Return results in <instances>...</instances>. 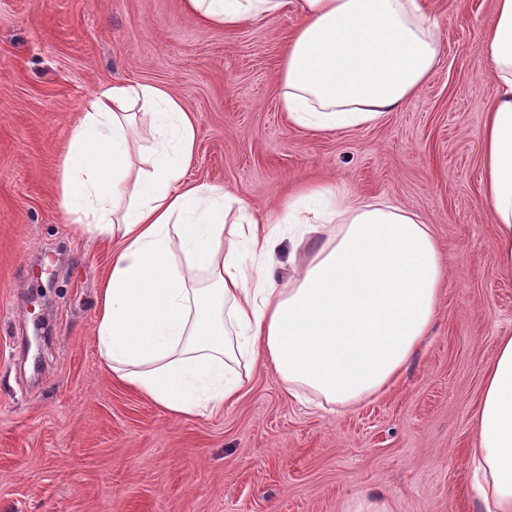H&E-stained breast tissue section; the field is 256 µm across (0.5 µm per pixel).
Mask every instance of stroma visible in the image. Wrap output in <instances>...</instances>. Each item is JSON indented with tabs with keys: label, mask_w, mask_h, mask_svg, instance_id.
Returning <instances> with one entry per match:
<instances>
[{
	"label": "stroma",
	"mask_w": 512,
	"mask_h": 512,
	"mask_svg": "<svg viewBox=\"0 0 512 512\" xmlns=\"http://www.w3.org/2000/svg\"><path fill=\"white\" fill-rule=\"evenodd\" d=\"M440 62L370 127L292 123L279 71L294 10L201 27L183 0H0V512H478L469 461L483 375L512 336L480 193L497 98L479 33L494 0H427ZM155 84L196 129L185 178L269 225L315 180L419 216L447 273L428 336L389 389L351 410L300 400L256 363L212 417L174 415L104 368L95 302L111 243L75 233L59 161L87 100ZM47 336L40 370L28 339Z\"/></svg>",
	"instance_id": "1"
}]
</instances>
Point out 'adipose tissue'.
<instances>
[{"label": "adipose tissue", "instance_id": "obj_1", "mask_svg": "<svg viewBox=\"0 0 512 512\" xmlns=\"http://www.w3.org/2000/svg\"><path fill=\"white\" fill-rule=\"evenodd\" d=\"M287 0H184L204 27L234 29ZM300 23L281 64L284 109L313 129L359 127L401 108L435 70L441 41L424 0H294ZM479 47L500 93L487 114L481 195L493 212L494 269L512 280V0H495ZM157 135L150 168L132 170L133 127ZM195 126L151 84H115L87 101L60 164L62 206L77 233L115 241L95 308L113 377L167 411L213 416L238 400L241 365L264 359L291 395L352 408L384 390L423 343L445 280L417 215L303 185L287 223L321 234L279 283L278 236L242 200L189 183ZM233 223H226L227 214ZM470 460L480 512H512V336L487 367Z\"/></svg>", "mask_w": 512, "mask_h": 512}]
</instances>
